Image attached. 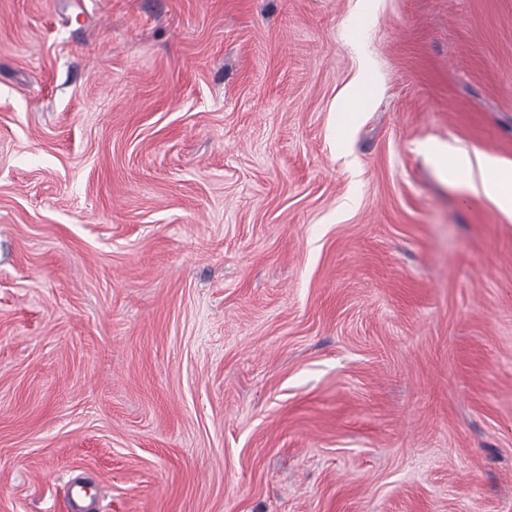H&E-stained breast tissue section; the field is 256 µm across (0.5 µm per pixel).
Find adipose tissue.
Returning a JSON list of instances; mask_svg holds the SVG:
<instances>
[{
  "label": "adipose tissue",
  "instance_id": "1",
  "mask_svg": "<svg viewBox=\"0 0 512 512\" xmlns=\"http://www.w3.org/2000/svg\"><path fill=\"white\" fill-rule=\"evenodd\" d=\"M436 161L449 180L469 178L471 185L492 197L503 212H512V167L500 165L489 155L473 160L449 150L438 151Z\"/></svg>",
  "mask_w": 512,
  "mask_h": 512
}]
</instances>
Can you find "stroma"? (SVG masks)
Returning a JSON list of instances; mask_svg holds the SVG:
<instances>
[{
  "mask_svg": "<svg viewBox=\"0 0 512 512\" xmlns=\"http://www.w3.org/2000/svg\"><path fill=\"white\" fill-rule=\"evenodd\" d=\"M429 144L512 166V0H0V512H512V213Z\"/></svg>",
  "mask_w": 512,
  "mask_h": 512,
  "instance_id": "35a3bbf8",
  "label": "stroma"
}]
</instances>
